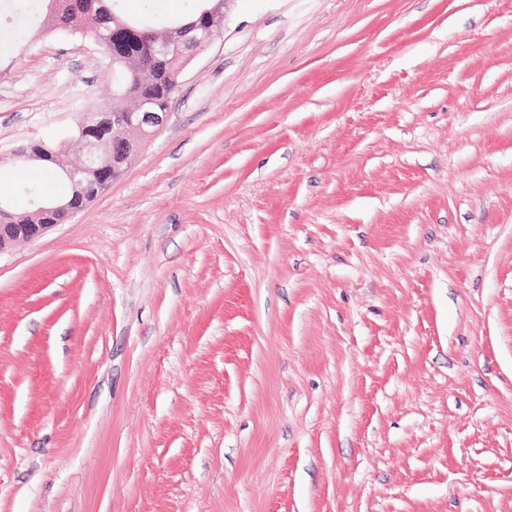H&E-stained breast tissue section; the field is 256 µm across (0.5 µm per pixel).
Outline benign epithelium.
Here are the masks:
<instances>
[{"label":"benign epithelium","instance_id":"1","mask_svg":"<svg viewBox=\"0 0 512 512\" xmlns=\"http://www.w3.org/2000/svg\"><path fill=\"white\" fill-rule=\"evenodd\" d=\"M229 0H216L206 10L202 21L191 22L157 32L152 29L139 31L148 43L155 58L179 57L189 62L196 53L210 47L222 37L225 26V9ZM167 111L157 110L140 98L136 112L83 113L77 124L82 152L63 168L66 176L78 184L104 179L111 171L127 164L133 156L132 140L127 132H136L141 137L149 136L153 128L161 125ZM39 222L32 224H8L0 219V251L16 241L32 240L45 230L65 222L82 209L73 199L59 204L49 200L30 201Z\"/></svg>","mask_w":512,"mask_h":512}]
</instances>
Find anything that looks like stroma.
<instances>
[{"label": "stroma", "mask_w": 512, "mask_h": 512, "mask_svg": "<svg viewBox=\"0 0 512 512\" xmlns=\"http://www.w3.org/2000/svg\"><path fill=\"white\" fill-rule=\"evenodd\" d=\"M0 28L14 159L112 85ZM0 512H512V0H232L67 223L0 252Z\"/></svg>", "instance_id": "35a3bbf8"}]
</instances>
